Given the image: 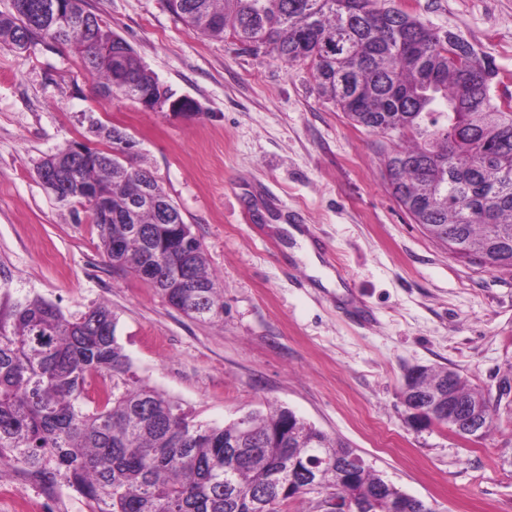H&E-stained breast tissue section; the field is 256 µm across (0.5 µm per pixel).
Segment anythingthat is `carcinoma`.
Listing matches in <instances>:
<instances>
[{"label": "carcinoma", "instance_id": "cac0c4a2", "mask_svg": "<svg viewBox=\"0 0 512 512\" xmlns=\"http://www.w3.org/2000/svg\"><path fill=\"white\" fill-rule=\"evenodd\" d=\"M170 12L198 31L235 38L243 49L288 65L311 66L321 97L355 126L397 135L406 144L388 154L391 194L429 237L488 269L512 270V97L495 94L503 77L495 63L450 30L434 28L383 0H166ZM74 23L64 28L56 14ZM62 44L106 92L150 105L172 94L133 47L92 12L87 0H11L0 11V43L23 50ZM112 150L85 148L48 155L68 164L57 199L80 207L97 229L112 268L129 271L168 246L179 207L146 169L134 165L136 141L125 130L90 120ZM99 189L114 218L96 214L85 188ZM153 189L172 223L146 202ZM194 276L208 284L172 281L163 270L148 281L171 307L195 319L220 316L223 283L206 267L192 236ZM117 317L104 303L78 316L17 286L0 263V459L22 466L49 489L65 486L90 512H283L310 493L363 500L386 512L401 489L367 463L345 476L332 462L355 455L350 445L277 406L254 411L237 454L224 442L231 421L196 420L182 402L144 384L117 336ZM450 385L462 419L476 417L477 438L495 426L485 394L451 369L422 367L421 383Z\"/></svg>", "mask_w": 512, "mask_h": 512}]
</instances>
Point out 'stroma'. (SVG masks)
<instances>
[{
  "mask_svg": "<svg viewBox=\"0 0 512 512\" xmlns=\"http://www.w3.org/2000/svg\"><path fill=\"white\" fill-rule=\"evenodd\" d=\"M174 97L182 118L97 98L69 47L0 44V261L68 315L108 303L137 376L197 420L224 424L274 404L349 443L433 512H512V404L497 428L464 440L406 423V367L457 371L490 396L512 374V272L448 252L398 206L384 179L391 142L353 126L317 92L307 65L286 66L178 21L165 0H88ZM458 34L510 76L512 0H393ZM126 129L200 238L224 282L219 318L192 319L141 278L112 269L89 220L56 201L37 162L73 141L104 149L87 116ZM295 211L344 275L323 285L282 227ZM37 512H89L67 488L45 499L23 467L0 462Z\"/></svg>",
  "mask_w": 512,
  "mask_h": 512,
  "instance_id": "stroma-1",
  "label": "stroma"
}]
</instances>
